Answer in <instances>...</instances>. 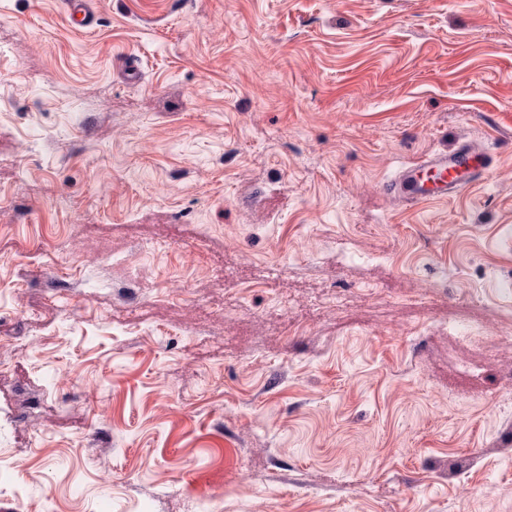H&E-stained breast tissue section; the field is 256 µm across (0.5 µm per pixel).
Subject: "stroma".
Listing matches in <instances>:
<instances>
[{"label": "stroma", "instance_id": "stroma-1", "mask_svg": "<svg viewBox=\"0 0 512 512\" xmlns=\"http://www.w3.org/2000/svg\"><path fill=\"white\" fill-rule=\"evenodd\" d=\"M89 4L0 0V512H512V0ZM493 160L487 153L463 143L406 165L387 185V193L406 206L446 200L476 180L485 179Z\"/></svg>", "mask_w": 512, "mask_h": 512}]
</instances>
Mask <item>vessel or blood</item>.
Listing matches in <instances>:
<instances>
[{
    "label": "vessel or blood",
    "mask_w": 512,
    "mask_h": 512,
    "mask_svg": "<svg viewBox=\"0 0 512 512\" xmlns=\"http://www.w3.org/2000/svg\"><path fill=\"white\" fill-rule=\"evenodd\" d=\"M492 163L490 155L463 143L406 165L388 183L387 192L410 207L445 200L486 178Z\"/></svg>",
    "instance_id": "b4317fda"
}]
</instances>
